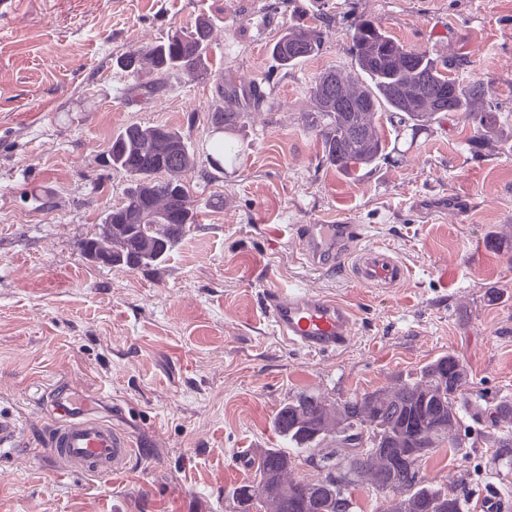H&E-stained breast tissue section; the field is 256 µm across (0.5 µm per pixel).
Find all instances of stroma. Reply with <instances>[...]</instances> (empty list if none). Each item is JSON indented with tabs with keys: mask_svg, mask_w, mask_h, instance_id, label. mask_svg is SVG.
I'll list each match as a JSON object with an SVG mask.
<instances>
[{
	"mask_svg": "<svg viewBox=\"0 0 512 512\" xmlns=\"http://www.w3.org/2000/svg\"><path fill=\"white\" fill-rule=\"evenodd\" d=\"M214 20L210 75L171 76L126 95L116 61L167 31ZM410 48L480 78L502 137L478 154L466 127L442 116L412 148L386 143L374 164L322 160L305 126L321 71L356 72L350 33L361 19ZM320 29L321 54L283 69L268 53L288 26ZM254 83L236 167L184 181L199 222L163 262L129 270L90 262L84 240L123 199L108 169L112 138L131 124L178 128L195 146L220 91ZM223 205L214 207L213 197ZM364 225L366 242L406 266L392 288L359 285L346 265L297 257L299 224ZM300 283L347 305L342 349L312 355L267 327L266 288ZM453 355L470 399L512 400V0H9L0 6V411L22 422L0 454V512H237L230 492L254 478L236 464L279 447L272 420L303 392L339 401L391 388ZM46 380L129 436L112 476L61 474L43 447L54 421L36 396ZM467 445L436 448L424 484L448 488L464 512L483 495L512 498V429L465 416Z\"/></svg>",
	"mask_w": 512,
	"mask_h": 512,
	"instance_id": "35a3bbf8",
	"label": "stroma"
}]
</instances>
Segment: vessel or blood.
<instances>
[{
    "instance_id": "1",
    "label": "vessel or blood",
    "mask_w": 512,
    "mask_h": 512,
    "mask_svg": "<svg viewBox=\"0 0 512 512\" xmlns=\"http://www.w3.org/2000/svg\"><path fill=\"white\" fill-rule=\"evenodd\" d=\"M356 224H301L296 237L305 262L316 265L335 250H346L359 241ZM353 279L368 288H389L407 277V269L386 248L367 245L351 256ZM263 312L273 334L311 353H332L346 345L354 331L350 310L340 302L302 285L272 287L263 294ZM59 416L44 445L64 473L85 472L109 476L124 471L131 457V443L110 422L65 397L56 398ZM21 435L17 418L0 413V452L16 448Z\"/></svg>"
}]
</instances>
